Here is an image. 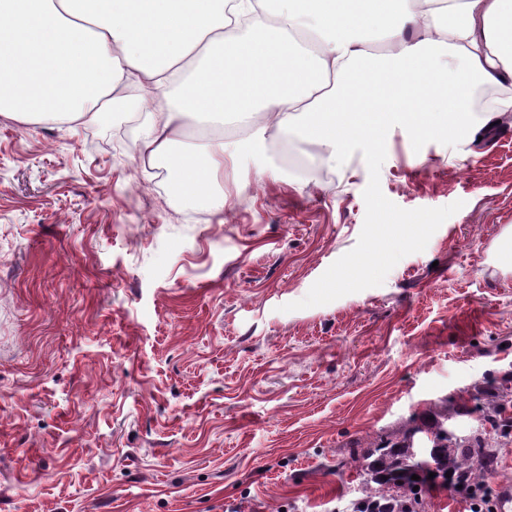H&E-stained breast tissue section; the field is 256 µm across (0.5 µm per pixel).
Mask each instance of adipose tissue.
<instances>
[{
	"instance_id": "obj_1",
	"label": "adipose tissue",
	"mask_w": 512,
	"mask_h": 512,
	"mask_svg": "<svg viewBox=\"0 0 512 512\" xmlns=\"http://www.w3.org/2000/svg\"><path fill=\"white\" fill-rule=\"evenodd\" d=\"M0 0V112L23 124L98 122L142 85L141 158L213 206L224 122L261 112L329 161L394 128L451 136L473 83L512 120V0ZM384 36L385 63L366 36ZM195 151L172 160L186 129Z\"/></svg>"
}]
</instances>
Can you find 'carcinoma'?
<instances>
[{"label": "carcinoma", "mask_w": 512, "mask_h": 512, "mask_svg": "<svg viewBox=\"0 0 512 512\" xmlns=\"http://www.w3.org/2000/svg\"><path fill=\"white\" fill-rule=\"evenodd\" d=\"M480 416L476 427L460 434L448 427V421L462 414L448 398L437 400L434 410L411 417L375 438L356 443L354 460L362 474L359 495L349 507L351 512H407V504L418 498L414 487L429 474L442 479L451 473L454 480L480 482L491 472L495 449L512 443V431L505 428L508 408L512 406V379H504L493 390H480ZM431 441L427 461L418 456L416 436ZM419 479H412V475Z\"/></svg>", "instance_id": "obj_1"}]
</instances>
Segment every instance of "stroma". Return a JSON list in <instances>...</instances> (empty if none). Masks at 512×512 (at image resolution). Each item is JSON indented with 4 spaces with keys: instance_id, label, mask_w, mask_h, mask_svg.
I'll return each mask as SVG.
<instances>
[{
    "instance_id": "stroma-1",
    "label": "stroma",
    "mask_w": 512,
    "mask_h": 512,
    "mask_svg": "<svg viewBox=\"0 0 512 512\" xmlns=\"http://www.w3.org/2000/svg\"><path fill=\"white\" fill-rule=\"evenodd\" d=\"M102 123L0 114V512H344L349 458L512 374V125L269 128L224 207Z\"/></svg>"
}]
</instances>
